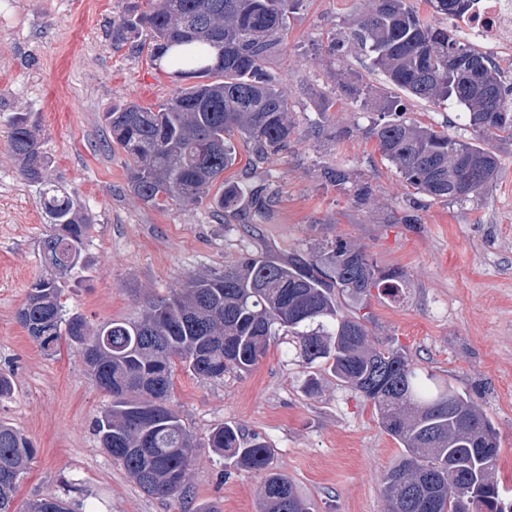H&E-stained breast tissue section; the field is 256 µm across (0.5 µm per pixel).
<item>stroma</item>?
Instances as JSON below:
<instances>
[{
  "label": "stroma",
  "mask_w": 512,
  "mask_h": 512,
  "mask_svg": "<svg viewBox=\"0 0 512 512\" xmlns=\"http://www.w3.org/2000/svg\"><path fill=\"white\" fill-rule=\"evenodd\" d=\"M133 1L144 11L151 3L0 0V373L14 383L12 395L0 399V420L38 449L12 512L45 496L82 504L85 512H198L210 505L257 512L261 475L234 467L205 443L221 424L267 442L273 467L293 482L308 512H386L383 477L401 452L371 403L328 373L319 375V392L307 394L298 349L275 336L242 375L203 379L176 367L171 404L201 442L190 496L145 495L93 432L111 397L92 381L80 351L64 342L58 354L44 352L16 317L29 285L45 272L39 250L50 226L9 156L13 112L32 113L52 160L49 178L92 220L87 268L63 298L67 312L96 326L135 317L146 297L248 254L285 264L339 239L365 246L380 266L407 277L400 297L376 293L363 308L371 341L403 349L423 372L470 395L494 423L495 477L512 490V144L501 151L496 184L481 197L462 204L427 198L419 223H391L412 191L365 133L377 110L343 99L340 88L354 77L378 93L386 80L363 55L339 59L326 50L360 0H303L288 19L283 52L268 64L293 106L298 141L261 162L237 146L224 173L233 183L268 185L275 199L264 220L246 210L220 217L207 204L145 206L126 189V156L103 114L126 100L157 106L175 84L170 68L153 65L134 43L114 42ZM327 96L336 104L325 112ZM459 112L449 101L409 106L412 119L473 138ZM336 165L371 181L368 204L326 181L325 168Z\"/></svg>",
  "instance_id": "obj_1"
}]
</instances>
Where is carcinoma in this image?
Segmentation results:
<instances>
[{
  "label": "carcinoma",
  "instance_id": "cac0c4a2",
  "mask_svg": "<svg viewBox=\"0 0 512 512\" xmlns=\"http://www.w3.org/2000/svg\"><path fill=\"white\" fill-rule=\"evenodd\" d=\"M303 0H152L150 10L132 4L115 40L133 41L150 30V60L167 64L180 85L158 108L129 101L105 113L113 142L127 156V191L147 206L174 200L210 202L221 212L248 202L265 213L263 189L233 184L217 197L211 190L236 159L234 138L264 159L295 143L292 105L267 69L281 54L287 20ZM452 16L469 0H427ZM357 50L383 73L395 92L381 96L357 83L343 94L381 118L366 134L376 142L415 194L468 202L484 193L501 167L497 144L512 142V85L502 80L491 54L448 27L424 19L413 0H362L357 17L329 54ZM481 71L494 97L484 96L471 68ZM452 100L475 133L470 141L419 125L407 117L406 99ZM9 154L19 173L39 189L51 224L40 261L50 273L33 280L17 311L28 335L45 351L66 335L82 351L96 385L112 397L96 420L101 447L122 464L149 496L188 492L198 442L170 406L175 362L207 379L229 370L248 372L266 355L270 337L295 339L307 364H317L371 403L402 453L387 470V512H500L509 504L493 479L500 456L492 422L469 395L450 383L419 373L401 349L376 346L364 319L344 312L338 297L364 305L371 289L396 297L405 283L400 269L383 270L362 245L337 240L306 259L282 264L243 257L222 272L187 279L164 297L146 301L137 319L111 320L89 332L85 318L66 316L63 274L81 260L91 224L78 200L48 180L52 161L37 139L27 112L9 119ZM481 167L484 179L469 178ZM336 189L358 203L373 192L343 167L324 169ZM237 466L264 474L259 512H306L288 476L272 467L271 450L255 437L242 440L232 425L207 437ZM495 449L487 455L484 449ZM35 455L33 441L0 422V512H10L19 481ZM74 512L57 497L36 498L28 512Z\"/></svg>",
  "mask_w": 512,
  "mask_h": 512
}]
</instances>
